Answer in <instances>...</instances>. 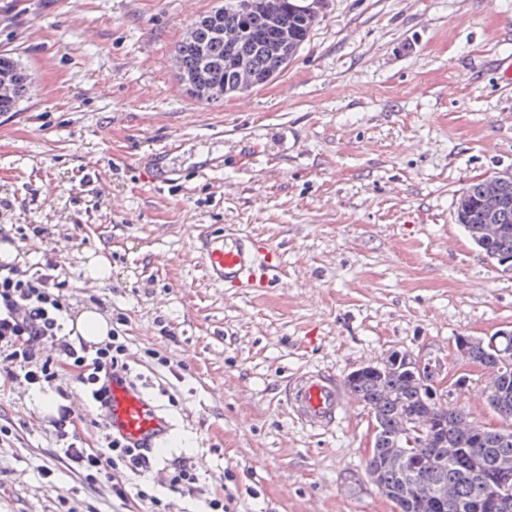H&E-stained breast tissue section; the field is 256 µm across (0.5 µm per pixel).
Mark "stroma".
Instances as JSON below:
<instances>
[{"mask_svg": "<svg viewBox=\"0 0 512 512\" xmlns=\"http://www.w3.org/2000/svg\"><path fill=\"white\" fill-rule=\"evenodd\" d=\"M216 5L0 0V54L32 77L22 110L0 114V252L23 269L51 258L69 319L119 325L175 425L162 457L190 458L227 512H392L365 471L366 408L314 433L284 388L401 351L466 377L447 401L470 420L512 424L456 350L512 329V274L454 220L471 181L512 171V0H325L280 77L208 104L173 54ZM166 145L175 186L159 191L147 174ZM226 227L267 244L281 279L208 280L198 239ZM94 257L109 276H91ZM53 360L49 386H0V512H146L58 458V407L87 447L104 431Z\"/></svg>", "mask_w": 512, "mask_h": 512, "instance_id": "stroma-1", "label": "stroma"}]
</instances>
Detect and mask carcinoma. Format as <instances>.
<instances>
[{"mask_svg": "<svg viewBox=\"0 0 512 512\" xmlns=\"http://www.w3.org/2000/svg\"><path fill=\"white\" fill-rule=\"evenodd\" d=\"M323 0H224L200 17L175 49L177 78L198 101L263 86L276 79L308 41ZM0 112H17L31 77L19 60L0 55ZM485 180L460 194L456 222L489 259L512 258V183L501 186L507 208L488 217ZM512 335L476 344L467 358L490 375L488 405L512 419ZM344 385L367 408L373 425L366 470L376 474L393 512H500L492 477L512 471V431L486 427L461 409L424 397L420 377L402 365L350 375Z\"/></svg>", "mask_w": 512, "mask_h": 512, "instance_id": "1", "label": "carcinoma"}]
</instances>
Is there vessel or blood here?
<instances>
[{"label":"vessel or blood","mask_w":512,"mask_h":512,"mask_svg":"<svg viewBox=\"0 0 512 512\" xmlns=\"http://www.w3.org/2000/svg\"><path fill=\"white\" fill-rule=\"evenodd\" d=\"M200 249L210 280L238 288H252L279 278L281 263L252 238L224 231L201 238ZM352 397L322 372H306L290 382L286 404L303 425L315 431L335 426ZM107 433L122 437L131 447L153 448L171 423L154 399L123 380H112L102 416Z\"/></svg>","instance_id":"b4317fda"}]
</instances>
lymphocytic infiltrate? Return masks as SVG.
Segmentation results:
<instances>
[{
	"label": "lymphocytic infiltrate",
	"instance_id": "lymphocytic-infiltrate-1",
	"mask_svg": "<svg viewBox=\"0 0 512 512\" xmlns=\"http://www.w3.org/2000/svg\"><path fill=\"white\" fill-rule=\"evenodd\" d=\"M61 287L58 267L52 260L37 263L29 272L20 270L14 260L0 257V379H19L37 386L52 383L56 367L38 355L40 347L47 345L66 356L89 400L104 407L108 379L132 376L128 339L113 332L108 343L93 351L84 342L71 340ZM62 454L87 478L110 483L113 496L121 500L128 497L125 475H141L153 467L146 450L128 447L111 436L96 448L70 442Z\"/></svg>",
	"mask_w": 512,
	"mask_h": 512
}]
</instances>
